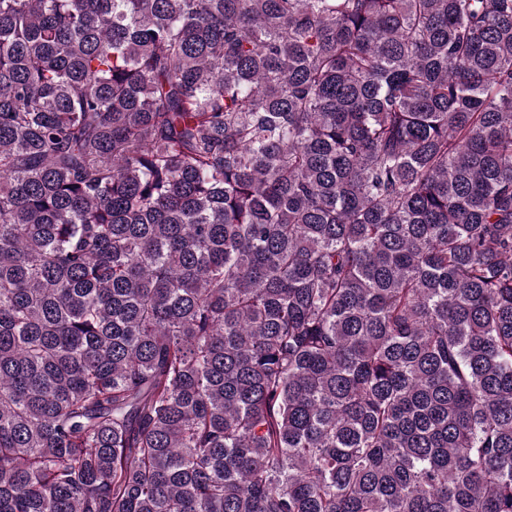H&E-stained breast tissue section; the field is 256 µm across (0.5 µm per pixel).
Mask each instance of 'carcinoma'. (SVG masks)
<instances>
[{
    "instance_id": "carcinoma-1",
    "label": "carcinoma",
    "mask_w": 512,
    "mask_h": 512,
    "mask_svg": "<svg viewBox=\"0 0 512 512\" xmlns=\"http://www.w3.org/2000/svg\"><path fill=\"white\" fill-rule=\"evenodd\" d=\"M0 512H512V0H0Z\"/></svg>"
}]
</instances>
